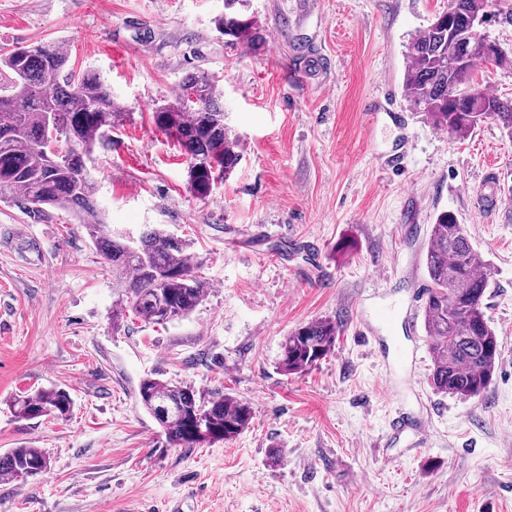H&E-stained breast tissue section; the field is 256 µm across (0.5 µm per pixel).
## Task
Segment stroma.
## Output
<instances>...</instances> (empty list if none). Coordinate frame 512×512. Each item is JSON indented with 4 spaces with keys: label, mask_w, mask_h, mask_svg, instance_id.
<instances>
[{
    "label": "stroma",
    "mask_w": 512,
    "mask_h": 512,
    "mask_svg": "<svg viewBox=\"0 0 512 512\" xmlns=\"http://www.w3.org/2000/svg\"><path fill=\"white\" fill-rule=\"evenodd\" d=\"M448 0H251L261 40L229 46L224 0H0V49L65 43L129 119L94 152L114 239H185L207 282L188 318L112 325V267L64 210L0 204V454L46 473L0 481V512H512V139L486 120L448 137L405 97L406 47ZM205 72L242 159L203 197L153 115ZM496 174L510 193L483 205ZM453 212L487 261L501 357L484 396L429 383L424 251ZM397 313L382 322L380 309ZM331 318L334 351L298 375L280 345ZM248 402L251 423L168 448L137 398L147 374ZM69 391L66 419L17 418L16 395ZM427 433L389 435L395 417ZM278 465H269L270 449ZM46 453L41 448L23 446L0 455V481H25L33 472L47 470Z\"/></svg>",
    "instance_id": "stroma-1"
}]
</instances>
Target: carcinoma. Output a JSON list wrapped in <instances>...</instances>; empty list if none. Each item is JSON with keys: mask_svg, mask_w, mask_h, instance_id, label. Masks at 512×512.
<instances>
[{"mask_svg": "<svg viewBox=\"0 0 512 512\" xmlns=\"http://www.w3.org/2000/svg\"><path fill=\"white\" fill-rule=\"evenodd\" d=\"M407 45L403 84L410 105L435 128L463 139L494 119L512 139V100L473 86L474 68L462 65L464 45L485 37L487 0H451ZM218 31L227 43L252 45L258 39L248 0H224ZM60 43H42L0 53V202L35 217L49 208L68 210L83 225L99 253L112 265V328L131 312L154 324L188 317L202 302L205 278L180 239L160 228L144 231L134 245L112 238L91 200L96 190L89 163L98 144L124 116L104 81L93 71L68 68ZM479 65L512 70V54L498 47ZM221 92L205 73L180 84L173 103L155 113L157 124L182 148L189 189L203 197L231 174L241 160L240 141L224 124ZM423 303L433 369L430 382L446 395L468 400L483 396L501 355L484 303L487 263L473 247L457 216L439 212L429 237ZM340 329L322 319L296 328L281 343L279 369L286 375L315 367L336 346ZM137 397L161 426L165 446L198 448L229 441L248 429L251 406L220 390L200 392L151 375ZM16 417L63 419L72 408L64 388L49 387L11 403ZM46 453L23 446L0 455V481H24L47 470Z\"/></svg>", "mask_w": 512, "mask_h": 512, "instance_id": "carcinoma-1", "label": "carcinoma"}]
</instances>
